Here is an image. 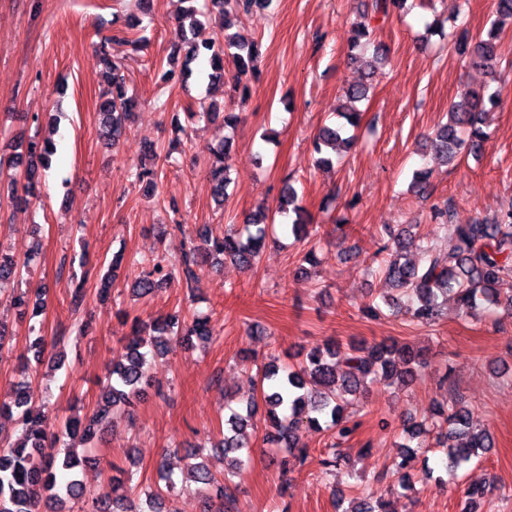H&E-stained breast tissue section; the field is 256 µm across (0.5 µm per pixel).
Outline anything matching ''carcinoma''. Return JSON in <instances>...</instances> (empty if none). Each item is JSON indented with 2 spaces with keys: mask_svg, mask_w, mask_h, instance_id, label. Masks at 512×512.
<instances>
[{
  "mask_svg": "<svg viewBox=\"0 0 512 512\" xmlns=\"http://www.w3.org/2000/svg\"><path fill=\"white\" fill-rule=\"evenodd\" d=\"M190 6L177 18V30L182 41L188 43V50L178 71L169 69L163 79L176 84L184 82L194 74L192 64L200 59L208 60L207 78L215 82L224 78L225 65H231L234 87L246 99L251 95L248 76L254 74L259 57L258 44L254 41L230 36L224 44L214 41L200 44L189 41L188 33L195 32L200 25V17L210 13L222 17L221 26L228 24L229 17L248 15L255 10L268 8L272 0H207L202 6L197 0H188ZM407 0H372L370 21L359 24L352 30L349 63L363 71H372L386 61L385 49L377 45L373 53L367 48L374 42L377 26L395 12L404 8ZM500 28L492 21L486 37L475 43L464 39L459 42L460 51L470 59L475 68H494L499 51ZM108 86L100 95L99 113L103 135L111 144L119 143L125 134V122L132 110L138 106V99L129 93L121 67L114 63L110 67ZM369 87L360 83L350 86L344 94L343 103L336 109L340 121L320 127L311 141L313 153L318 155L319 166H333V159L325 155L326 150L338 154L349 148L354 136L349 128H357L361 120L359 104L368 98ZM496 106L493 93L467 89L451 105L448 120L434 131L436 144L433 162L440 166L455 163L463 152L478 153L487 133L483 130L482 115L486 106ZM193 119H222L224 126L235 128L241 121L240 114L217 105L209 106L203 112H170L172 129L182 132V117ZM18 147L30 159L29 166L17 170L14 158H0V186H7L16 204L26 201L41 172L51 166L53 146L49 142L39 144L33 140L18 143ZM232 142L224 139V144L211 152L207 171L208 181L214 201L222 206L228 197L231 183L228 163ZM433 173L430 167L413 173L410 188L424 195L429 190V179ZM297 192L290 181H284L278 205L267 214H252L246 219V228L238 231L232 227L215 232L210 225L197 231V238L190 240L182 259V273L186 287H192V265L200 256H224L230 258L240 268L249 270L259 261L262 248L270 233L275 230L276 217L292 212L295 219L291 233L299 238L306 230L307 218L302 207L296 205ZM432 218L435 223L446 228L452 227V235L457 244L447 252L437 250L425 238L415 240L409 231L397 234L387 233L388 239L382 242L377 254H386L378 267V273L385 283L404 296L410 306L407 313L419 323H435L441 301L454 297L461 306L476 316L493 307H502L512 312V210L496 213L490 217L477 219L470 224H451L448 208H434ZM421 252V262L415 263L405 257L410 246ZM34 259L28 253L24 260L0 256V282L16 279L29 270ZM169 274L162 261L153 262L152 267L143 271L135 282L133 292L147 295L154 292L159 282ZM400 305L399 298L384 295L381 302H373L366 307L371 315L383 313V308L393 311ZM211 334L209 323L202 317L187 320L181 311L176 310L159 318L149 325L134 322L133 335L121 347L118 356L112 360V370L107 384L103 386L97 409L86 419L68 417L60 430L49 435L45 430V416L32 406L34 390L31 382L17 383L9 398L0 399V415L16 417L19 435L12 442L0 445V512H71L67 504L83 495L84 487L75 478L76 469L89 462L71 451L63 460H58L52 448L67 441L90 443L97 434L103 432L110 423V417L123 412H131L134 401L143 395L144 366L150 346L155 352H163L173 341H183L192 336L207 338ZM340 350L334 343L315 345L295 366L281 368L270 362L261 375L257 391L262 396L266 409V435L286 451L297 449L296 432L301 426L319 432L322 421L330 419L336 427L338 439H347L355 427L343 420V411L357 398L368 383L378 381L410 383L426 367V359L396 342H385L367 346L352 343L343 353L345 369L336 370V355ZM258 404L250 400L245 409L232 412L225 420L224 438L219 447L224 449L231 472L240 473L246 469L250 457H242V449L249 448L245 438L246 430L254 427L253 418ZM438 414L448 425V431L467 437L464 445L451 446L447 452L448 472L455 473L470 460L492 448V438L487 431L470 429V412L463 406L451 405L439 408ZM182 482L213 485L219 498H224V486L200 463H189L181 472ZM166 489L157 488L146 493V509L125 506L129 495L135 493L132 479L112 478L108 490L95 500L98 512H110L116 505L121 512H165L163 491H172L176 482L172 473L164 472Z\"/></svg>",
  "mask_w": 512,
  "mask_h": 512,
  "instance_id": "cac0c4a2",
  "label": "carcinoma"
}]
</instances>
